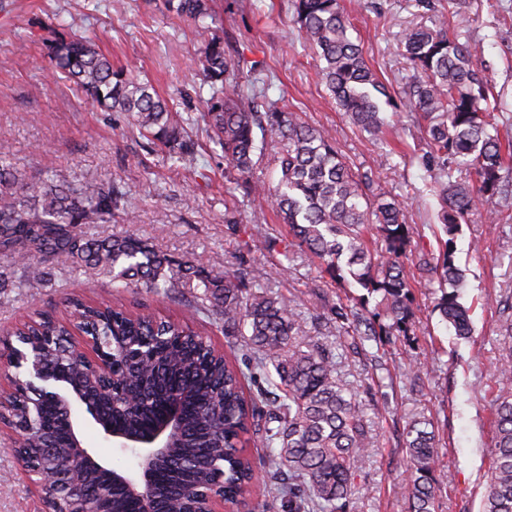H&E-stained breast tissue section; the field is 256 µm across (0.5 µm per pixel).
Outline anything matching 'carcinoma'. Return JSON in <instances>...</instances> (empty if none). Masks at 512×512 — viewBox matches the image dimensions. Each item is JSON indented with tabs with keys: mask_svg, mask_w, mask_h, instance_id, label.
Returning a JSON list of instances; mask_svg holds the SVG:
<instances>
[{
	"mask_svg": "<svg viewBox=\"0 0 512 512\" xmlns=\"http://www.w3.org/2000/svg\"><path fill=\"white\" fill-rule=\"evenodd\" d=\"M448 9L437 12L434 0H417L431 13L429 24L399 35L409 76L395 97L369 66L360 44L348 36L349 17L342 0H295V21L302 38L317 50L323 79L340 109L361 129L380 139L386 119L379 99L397 110L406 107L423 122L425 165L438 171V221L448 240L440 261L419 258L421 270L434 275L441 292L436 310L456 335L471 334L468 309L459 302L463 274L454 261L455 235L475 201L501 219H512V195L502 188L501 171L512 158V139L503 138L489 120V75L474 66L476 43L460 41V27H448ZM164 8L208 29L210 0H163ZM48 54L54 76L101 107L122 112L148 144L163 146L179 161L194 153L188 132L174 122L167 101L154 86L113 69L110 60L86 37H58ZM210 96L201 99V119L220 147L228 174L246 194L270 202L288 225L290 246L319 259L338 281L351 277L377 300L371 317H349L338 304L336 327L353 340L409 336L416 329L413 294L403 260L412 252L417 228L407 223L401 204L373 190L367 171L353 170L323 131L286 107L258 104L244 94L242 79L251 76L245 62L213 35L198 59ZM281 146V176L269 184L252 178L256 161L255 130ZM464 171L471 182L452 180ZM125 202L120 183L78 186L65 171L46 180L26 178L0 146V255L22 265L20 284L37 293L50 279L45 262L63 261L112 280L123 289L147 288L173 298L195 290L196 311L224 323V335L239 336L253 353L267 387L246 390V374L236 360L217 352L202 332L175 320L133 315L122 306L92 305L78 295L63 310L39 309L15 328L14 335L66 385L81 388L112 430L146 435L167 413L173 396L182 401V427L169 461L155 474V488L168 512L183 507L191 494L221 486L235 504L251 496L250 444L278 445L273 459L275 484L288 512H350L365 449L375 433L364 412L340 384L334 355L326 345L300 335L301 314L282 296L256 290L258 284L224 270L206 269L159 253L133 235L97 237L80 225L106 224ZM373 224L384 253L371 250L365 226ZM508 351L499 371L501 394L494 407L495 446L482 512H512V314L503 324ZM81 329L120 340L127 350L106 354L115 371L111 391L98 384L84 357L69 349L67 336ZM13 429L24 437L21 460L33 469L45 465L59 474L58 495L47 500L51 512H74L79 501H93L103 512H138L137 503L114 484L112 470L93 468L81 475L83 492L70 494L72 434L66 405L18 387L6 409ZM406 448L412 468L403 488L410 512H436L433 479L435 432L430 420L411 421Z\"/></svg>",
	"mask_w": 512,
	"mask_h": 512,
	"instance_id": "carcinoma-1",
	"label": "carcinoma"
}]
</instances>
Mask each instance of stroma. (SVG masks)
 Instances as JSON below:
<instances>
[{"label":"stroma","mask_w":512,"mask_h":512,"mask_svg":"<svg viewBox=\"0 0 512 512\" xmlns=\"http://www.w3.org/2000/svg\"><path fill=\"white\" fill-rule=\"evenodd\" d=\"M472 40L483 47L497 107L490 120L512 119V0H458ZM213 32L231 39L233 53L257 63L267 101L287 105L310 126L331 134L352 168L372 172L378 189L402 203L419 235L413 251L438 256L430 230L438 200L416 147L420 129L408 114L383 107L390 128L385 141L353 125L332 99L322 62L302 39L293 0H213ZM352 27L381 80L401 91L407 64L396 41L405 27L421 23L415 0H344ZM85 36L112 60L134 66L168 99L172 113L196 142L193 158L175 163L166 148L148 147L124 114L94 105L69 82L54 79L47 44L57 36ZM204 33L167 12L162 0H0V144L27 175L44 178L67 170L76 183L120 181L128 209L106 224L90 226L98 236L132 234L159 252L207 268H230L259 276L266 291L287 297L300 310L303 335L331 344L338 353L340 382L355 395L377 434L362 458L354 512H409L400 489L410 471L406 427L417 417L435 426L434 477L438 512H481L495 444L493 403L499 394L500 332L505 304L512 302V223L475 206L456 238L455 261L464 273L461 301L470 308L471 338L456 336L435 309L438 284L411 273L416 338L395 336L348 346L331 309L361 295L354 282L336 283L317 259L288 249V227L269 204L246 196L226 177L223 157L213 153L200 120L198 56ZM22 269L0 260V332L10 331L34 309L61 306L77 292L110 300L109 279L55 263L51 282L33 295L18 285ZM320 304H313V294ZM125 307L159 317L176 315L205 327L212 344L228 350L218 324L203 325L192 293L170 300L146 289L125 292ZM84 447L105 466L135 472L137 451L120 448L88 421H81ZM12 438L0 435V512H44Z\"/></svg>","instance_id":"obj_1"}]
</instances>
